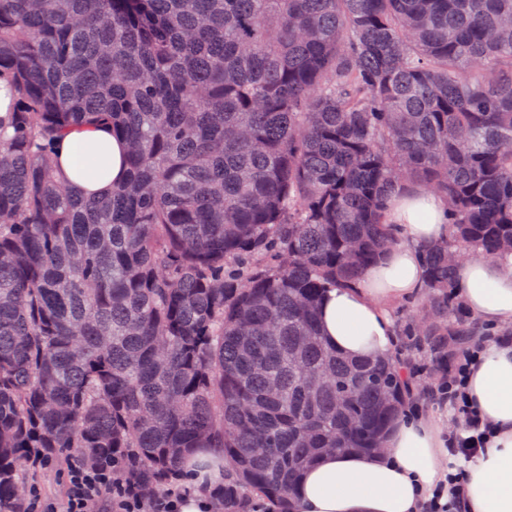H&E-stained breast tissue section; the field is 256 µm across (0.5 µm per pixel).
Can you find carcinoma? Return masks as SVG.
Segmentation results:
<instances>
[{"label": "carcinoma", "mask_w": 512, "mask_h": 512, "mask_svg": "<svg viewBox=\"0 0 512 512\" xmlns=\"http://www.w3.org/2000/svg\"><path fill=\"white\" fill-rule=\"evenodd\" d=\"M2 81L0 512L71 449L116 458L143 512L205 448L224 512H292L321 455L370 451L408 359L342 353L319 311L404 241L405 187L448 204L419 335L442 362L490 335L456 288L512 256V0H0ZM77 125L124 140L108 195L58 168Z\"/></svg>", "instance_id": "cac0c4a2"}]
</instances>
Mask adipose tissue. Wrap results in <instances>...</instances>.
Listing matches in <instances>:
<instances>
[{"label": "adipose tissue", "instance_id": "adipose-tissue-1", "mask_svg": "<svg viewBox=\"0 0 512 512\" xmlns=\"http://www.w3.org/2000/svg\"><path fill=\"white\" fill-rule=\"evenodd\" d=\"M99 167L90 172L81 154ZM61 166L76 189L87 194L110 192L125 178L123 145L102 128L75 127L60 142ZM445 205L439 196L413 188L393 196L389 223L407 240L392 248L379 267L354 288H333L320 307L322 332L350 355L388 356L396 330L387 305L418 294L425 282L422 245L447 233ZM459 294L480 324L512 323V258L466 259L459 273ZM472 405L495 436L465 466L464 512H512V337L485 341L468 379ZM443 422L426 415L399 418L385 436L379 454H326L305 469L295 490L296 512H429L435 489L447 477Z\"/></svg>", "mask_w": 512, "mask_h": 512}]
</instances>
